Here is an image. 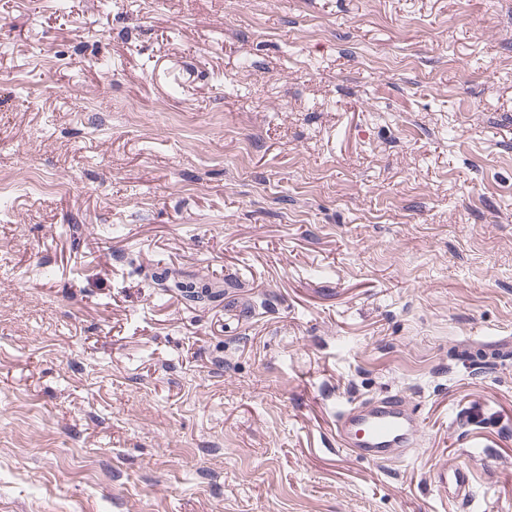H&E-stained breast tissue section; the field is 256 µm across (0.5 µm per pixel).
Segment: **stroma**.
I'll return each instance as SVG.
<instances>
[{
  "instance_id": "obj_1",
  "label": "stroma",
  "mask_w": 512,
  "mask_h": 512,
  "mask_svg": "<svg viewBox=\"0 0 512 512\" xmlns=\"http://www.w3.org/2000/svg\"><path fill=\"white\" fill-rule=\"evenodd\" d=\"M510 339L512 0H0V512H512ZM419 409L401 393L348 401L336 410V446L372 463H395L421 446ZM431 480L438 485H448V503L451 511H460L471 499L473 489V472L467 466L448 463V468L433 471Z\"/></svg>"
}]
</instances>
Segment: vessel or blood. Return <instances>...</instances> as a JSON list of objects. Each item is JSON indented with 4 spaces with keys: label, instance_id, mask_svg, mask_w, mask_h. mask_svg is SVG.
<instances>
[{
    "label": "vessel or blood",
    "instance_id": "obj_1",
    "mask_svg": "<svg viewBox=\"0 0 512 512\" xmlns=\"http://www.w3.org/2000/svg\"><path fill=\"white\" fill-rule=\"evenodd\" d=\"M423 423L414 402L401 393L350 401L336 411V446L372 463H395L420 447ZM431 480L448 488V502L462 512L471 499L473 472L456 464L433 471Z\"/></svg>",
    "mask_w": 512,
    "mask_h": 512
}]
</instances>
